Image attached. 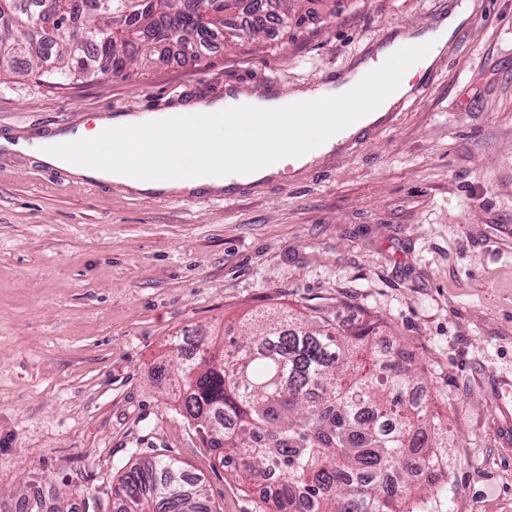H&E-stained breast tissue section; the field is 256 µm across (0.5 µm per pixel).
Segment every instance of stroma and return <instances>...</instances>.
Returning a JSON list of instances; mask_svg holds the SVG:
<instances>
[{
    "label": "stroma",
    "mask_w": 512,
    "mask_h": 512,
    "mask_svg": "<svg viewBox=\"0 0 512 512\" xmlns=\"http://www.w3.org/2000/svg\"><path fill=\"white\" fill-rule=\"evenodd\" d=\"M469 16L388 118L302 169L231 189L144 196L0 149V495L113 512L121 468L156 456L203 479L210 512H264L218 463L157 367L174 337L220 338L291 310L406 346L441 412L446 491L429 512H512L494 409L512 378V0H304V23L215 37L51 85L0 68V136L124 112L317 90L456 6Z\"/></svg>",
    "instance_id": "1"
}]
</instances>
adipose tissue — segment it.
<instances>
[{"instance_id":"1","label":"adipose tissue","mask_w":512,"mask_h":512,"mask_svg":"<svg viewBox=\"0 0 512 512\" xmlns=\"http://www.w3.org/2000/svg\"><path fill=\"white\" fill-rule=\"evenodd\" d=\"M467 17V8L459 6L431 29L397 35L317 93L231 89L221 99L179 103L150 115L118 114L90 128L0 145L75 178L116 182L140 194L253 184L285 166L312 163L378 122L409 93L411 79L437 62ZM247 112L261 121L242 139L236 124ZM327 112L340 113L341 122L324 121Z\"/></svg>"}]
</instances>
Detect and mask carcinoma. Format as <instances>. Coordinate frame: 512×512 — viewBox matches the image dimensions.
<instances>
[{
	"instance_id": "carcinoma-1",
	"label": "carcinoma",
	"mask_w": 512,
	"mask_h": 512,
	"mask_svg": "<svg viewBox=\"0 0 512 512\" xmlns=\"http://www.w3.org/2000/svg\"><path fill=\"white\" fill-rule=\"evenodd\" d=\"M0 22V63H25L38 77L63 84L98 73L94 57L119 76L150 51L133 27L159 42L199 50L227 27L235 0H112V13L96 0H72L71 24L59 36L55 65L43 69L48 46L32 34L48 26L61 0H5ZM301 0H268L269 15L285 29L301 26ZM376 327L344 333L323 320L307 323L291 312L248 319L239 337L217 352L205 336L180 354L171 382L196 421L203 441L220 461L234 458L238 476L256 485L275 473L265 497L268 512H402L400 503L440 493L434 468L448 447V427L430 402L402 398L418 380L406 351L382 361ZM178 461L162 456L133 464L112 485L114 512H209L201 481L187 487ZM43 501L22 497L14 509L41 512Z\"/></svg>"
}]
</instances>
